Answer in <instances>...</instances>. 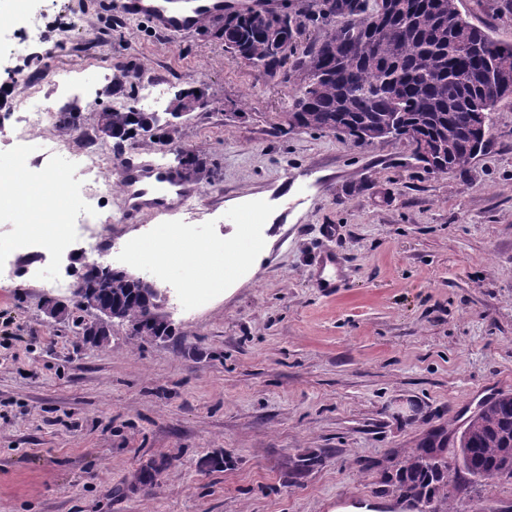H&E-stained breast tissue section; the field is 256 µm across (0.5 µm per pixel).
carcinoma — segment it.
Here are the masks:
<instances>
[{"label":"carcinoma","instance_id":"carcinoma-1","mask_svg":"<svg viewBox=\"0 0 512 512\" xmlns=\"http://www.w3.org/2000/svg\"><path fill=\"white\" fill-rule=\"evenodd\" d=\"M328 27L325 38L277 58L263 32L243 13L232 18L224 50L271 77L293 84L285 122L292 130L336 132L347 123L360 129L410 128L415 137L439 148L442 172L464 170L473 160L471 129H490L500 84L512 86V44L495 40L470 23L457 0H322L318 13L285 14L283 25L300 34L304 21ZM112 126L128 135L151 120L144 112L104 110ZM101 301L119 309L131 324L156 334L151 306L124 273H114L96 289ZM458 467L476 481L512 478V392L482 403L458 436L430 434L420 448L383 479L384 491L430 506L447 503V446Z\"/></svg>","mask_w":512,"mask_h":512}]
</instances>
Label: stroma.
Listing matches in <instances>:
<instances>
[{"mask_svg":"<svg viewBox=\"0 0 512 512\" xmlns=\"http://www.w3.org/2000/svg\"><path fill=\"white\" fill-rule=\"evenodd\" d=\"M507 2L458 8L512 43ZM1 12L0 91L37 94L54 117L20 139L0 132V173L42 159L27 184L59 175L62 214L80 213L78 130L104 109H139L157 82L160 126L98 141L105 234L132 247L181 229L215 249L245 237L262 257L195 288L183 266L87 252L76 225L64 245L35 234L28 251L0 252V512H327L380 498L383 473L430 433L454 434L512 391V97L466 170L432 174L405 142L288 130L290 84L231 58L223 22L164 33L111 0H0ZM35 18L44 56L23 59ZM182 92L200 103L169 119ZM128 157L175 165L188 204L124 222ZM101 257L171 289L169 336L117 324L93 347L79 336L86 312L46 316L45 299L70 297ZM310 451L320 463L296 469ZM448 508L512 512V479L452 490Z\"/></svg>","mask_w":512,"mask_h":512,"instance_id":"stroma-1","label":"stroma"}]
</instances>
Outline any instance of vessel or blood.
Returning a JSON list of instances; mask_svg holds the SVG:
<instances>
[{
  "label": "vessel or blood",
  "instance_id": "b4317fda",
  "mask_svg": "<svg viewBox=\"0 0 512 512\" xmlns=\"http://www.w3.org/2000/svg\"><path fill=\"white\" fill-rule=\"evenodd\" d=\"M267 0H118L125 16L150 21L156 30L171 33L192 30L204 22L223 17L225 10L266 7ZM126 190V214L167 207L168 196L181 184L174 168H160L125 161L121 167Z\"/></svg>",
  "mask_w": 512,
  "mask_h": 512
}]
</instances>
